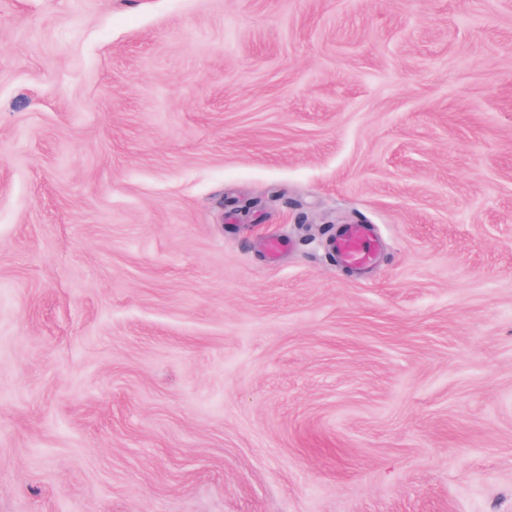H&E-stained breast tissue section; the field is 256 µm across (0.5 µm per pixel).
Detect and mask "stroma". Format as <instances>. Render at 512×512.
<instances>
[{"instance_id":"stroma-1","label":"stroma","mask_w":512,"mask_h":512,"mask_svg":"<svg viewBox=\"0 0 512 512\" xmlns=\"http://www.w3.org/2000/svg\"><path fill=\"white\" fill-rule=\"evenodd\" d=\"M0 512H512V0H0ZM333 248L336 256L346 263L365 267L374 258V244L367 224H350L335 236Z\"/></svg>"}]
</instances>
